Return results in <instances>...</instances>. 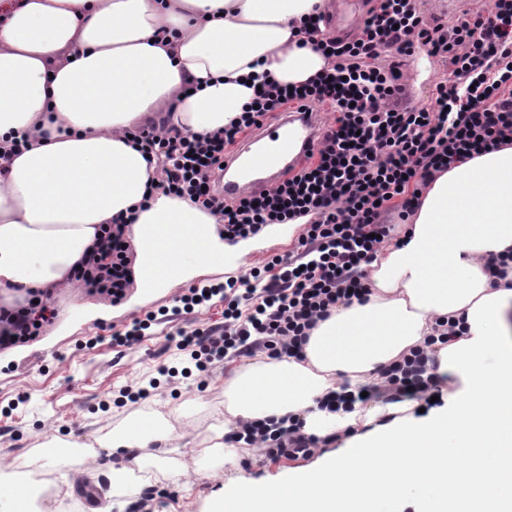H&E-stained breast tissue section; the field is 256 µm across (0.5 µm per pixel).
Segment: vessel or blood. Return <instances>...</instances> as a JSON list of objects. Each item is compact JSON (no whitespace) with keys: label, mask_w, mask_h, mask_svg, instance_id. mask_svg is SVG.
Returning a JSON list of instances; mask_svg holds the SVG:
<instances>
[{"label":"vessel or blood","mask_w":512,"mask_h":512,"mask_svg":"<svg viewBox=\"0 0 512 512\" xmlns=\"http://www.w3.org/2000/svg\"><path fill=\"white\" fill-rule=\"evenodd\" d=\"M319 116L314 108L287 106L229 148L218 184L225 198L260 193L303 169L316 145Z\"/></svg>","instance_id":"b4317fda"}]
</instances>
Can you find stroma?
<instances>
[{
  "label": "stroma",
  "mask_w": 512,
  "mask_h": 512,
  "mask_svg": "<svg viewBox=\"0 0 512 512\" xmlns=\"http://www.w3.org/2000/svg\"><path fill=\"white\" fill-rule=\"evenodd\" d=\"M442 73L436 58L417 54L407 69L409 100L426 101ZM301 231L298 224L265 227L247 258L227 253L226 266L209 272V279L222 282L248 273L272 255L293 248ZM54 304L59 316L42 336L0 351V477H18L23 467L45 474L80 469V455L50 459L38 454V447L52 434L63 435L69 443L97 441L130 415L165 414L182 403L187 406L182 427L201 433L215 421L214 409L224 400L226 367L221 362L200 375L161 380L146 399L126 406H114L113 398L115 392L157 376L161 366H180L182 356L169 334L184 326L223 322V301L215 299L192 313L170 316L131 347L114 346L111 336L139 315L137 288H130L116 304L84 292L59 293ZM92 336L101 342L86 348ZM185 463L187 470L180 475L155 469L154 493L142 512H209L223 497L227 474L214 472L204 447H195Z\"/></svg>",
  "instance_id": "stroma-1"
}]
</instances>
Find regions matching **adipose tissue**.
<instances>
[{
	"mask_svg": "<svg viewBox=\"0 0 512 512\" xmlns=\"http://www.w3.org/2000/svg\"><path fill=\"white\" fill-rule=\"evenodd\" d=\"M328 0H0V144L24 134L0 162V305L28 294L79 290L74 272L101 225L123 219L133 277L167 281L205 273L226 245L218 219L148 186L157 176L130 135L146 119L206 135L248 107V80L302 84L327 67L299 29ZM179 224L182 238L149 264L150 230ZM512 252V145L438 174L424 190L403 245L382 248L367 301L318 322L302 358L257 353L224 377V422L208 453L235 464L248 451L229 432L301 417L304 433L342 438L344 456L258 482L237 473L210 512H400L410 491L427 512H512V286L496 284L489 256ZM466 332L436 352L449 378V411L426 420L411 401L348 412L320 409L338 384L377 381L444 321ZM387 423H379L381 415ZM179 410L137 417L113 432L112 492L121 494L142 448L182 440Z\"/></svg>",
	"mask_w": 512,
	"mask_h": 512,
	"instance_id": "obj_1",
	"label": "adipose tissue"
}]
</instances>
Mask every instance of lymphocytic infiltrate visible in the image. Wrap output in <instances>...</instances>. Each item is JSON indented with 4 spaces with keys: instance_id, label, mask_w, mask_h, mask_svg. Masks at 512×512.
Wrapping results in <instances>:
<instances>
[{
    "instance_id": "obj_1",
    "label": "lymphocytic infiltrate",
    "mask_w": 512,
    "mask_h": 512,
    "mask_svg": "<svg viewBox=\"0 0 512 512\" xmlns=\"http://www.w3.org/2000/svg\"><path fill=\"white\" fill-rule=\"evenodd\" d=\"M329 62L307 83L290 87L266 77L247 108L224 130L197 135L139 128L133 143L160 168L156 189L189 200L217 216L230 240L257 235L270 224L307 223L295 250L271 257L248 275L179 298L192 311L218 296L222 323L180 328L170 339L201 372L229 352L264 351L301 356L317 322L336 306L366 301L367 267L383 244L396 240L385 214L408 220L429 180L457 162L498 150L512 138V0H491L484 12L445 21L424 17L416 0H376L352 40H339L319 22L304 28ZM443 63L447 76L424 102L404 98L406 66L419 51ZM328 107L332 122L319 132L310 163L299 173L253 196L224 200L217 175L225 151L240 136L290 104ZM76 276L91 294L117 302L132 285L131 259L121 224L101 227L98 247ZM56 318L50 302L0 306V350L46 332ZM448 327L392 364L383 384L332 392L320 402L329 411L353 410L363 397L429 398L437 385L429 354L456 336ZM301 421L267 420L243 426L231 442H263L271 455L310 456L320 440Z\"/></svg>"
}]
</instances>
